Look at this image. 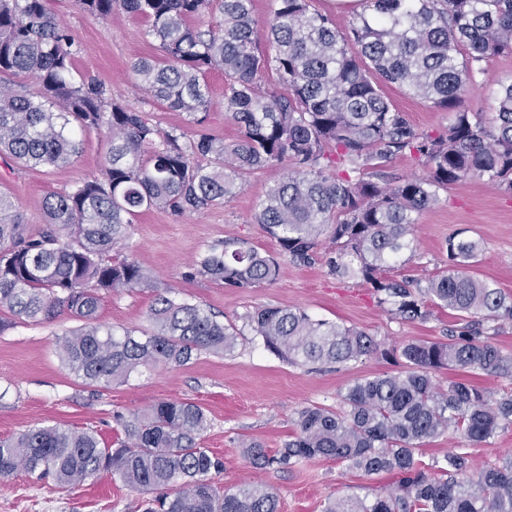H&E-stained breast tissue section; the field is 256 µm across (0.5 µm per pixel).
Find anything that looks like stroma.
<instances>
[{
  "mask_svg": "<svg viewBox=\"0 0 512 512\" xmlns=\"http://www.w3.org/2000/svg\"><path fill=\"white\" fill-rule=\"evenodd\" d=\"M52 11L71 29L78 54L76 76L90 74L108 86L114 100L141 106L144 95L130 73L131 62L158 53L148 23L122 13L102 20L82 12L76 0H50ZM461 97L463 109L491 114L503 84L512 82V56H493L483 64ZM211 106L207 133L230 141L238 127L224 112V74L206 76ZM385 93L418 129H445L452 115L407 97L389 84ZM82 150L60 168H23L0 163V186L12 195L25 224L39 229L46 222L42 200L54 192L70 191L90 177L101 175L106 140L94 132L82 134ZM287 174L273 166L248 175L243 189L224 204L178 217L165 210L139 215L128 228L124 254L151 277V285L132 291L103 294L100 323L117 330H151L150 305L157 291L211 311L237 333L233 352L200 353L184 366L157 367L131 376L123 384L102 391L66 369L58 345L76 323L68 315L35 324L23 320L0 333V438L45 425L89 428L105 443L121 438L118 416L141 411L162 400H189L204 408L210 427L201 444L224 463L215 482L221 490L253 478L278 496L280 512H322L327 498L338 495L375 496L393 485L392 475L367 477L336 462L314 459L293 469L257 471L241 453V445L255 441L275 450L294 432L295 412L308 405L339 408L341 396L354 380L396 371L381 354L358 363L312 371L290 365L267 351L254 336L247 317L263 308L288 307L312 318L357 327L389 348L408 339L444 341L456 324L451 311L431 308L423 322L393 318L380 307L372 288L358 279H340L328 272L323 256L332 249L323 242L315 265L303 267L280 255L278 243L255 224L254 213L267 190ZM480 239L482 252L473 272L512 294V196L479 180H467L442 192L439 203L421 212L414 228L417 252L407 264L390 269L392 277L425 279L448 265L445 243L461 229ZM225 239H243L279 259L274 282L247 290L225 287L194 274L193 264L209 247ZM460 448L468 452L475 470L512 456V428L483 443L464 440L455 432L427 443L424 457ZM142 497L109 475L86 480L69 489L39 481L25 472L0 483V512H136Z\"/></svg>",
  "mask_w": 512,
  "mask_h": 512,
  "instance_id": "stroma-1",
  "label": "stroma"
}]
</instances>
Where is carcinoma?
Returning <instances> with one entry per match:
<instances>
[{"label": "carcinoma", "mask_w": 512, "mask_h": 512, "mask_svg": "<svg viewBox=\"0 0 512 512\" xmlns=\"http://www.w3.org/2000/svg\"><path fill=\"white\" fill-rule=\"evenodd\" d=\"M107 19L116 10L146 19L161 57L130 65L147 102L205 123L206 75L224 72V112L238 135L200 133L187 144L150 112L122 104L94 78L71 79L76 51L47 0H0V159L59 168L80 153L76 131L108 144L103 178L45 197L47 224L34 234L13 198L0 190V333L16 319L49 322L66 313L80 325L59 347L62 364L108 390L143 368L183 366L204 351L224 354L237 335L199 306L155 295L152 329L117 332L98 321L100 292L149 285L120 254L129 224L144 211L183 215L222 204L243 177L286 164L255 212L290 261H314L320 238L335 245L330 274L371 286L397 319L424 321L429 307L455 312L462 326L448 341L408 340L380 349L363 329L313 320L297 308H264L248 317L266 350L294 365L348 364L375 352L399 366L349 385L341 407L296 412V431L270 453L251 443L255 470H288L334 460L363 475L396 478L385 495L342 496L323 512H512V458L479 472L450 450L422 459L421 447L453 430L482 443L512 427V393L495 398L467 380L434 379L441 369L512 377V357L488 340L512 322V295L467 273L481 251L463 232L448 238L452 269L425 283L385 271L413 256L416 217L440 192L477 179L512 194V82L486 117L460 108L466 85L490 55H512V0H361L342 28L312 0H270L258 30L252 0H77ZM208 29L195 26L214 12ZM275 73L277 90L264 88ZM395 84L452 113L448 127L415 128L383 92ZM419 175L387 181L394 157ZM196 273L230 288L271 283L277 259L246 240H226L194 264ZM123 438L102 444L96 431L58 425L0 439V481L24 471L67 488L109 473L145 496L143 512H279L268 486L243 482L220 490L212 475L223 461L200 446L208 427L194 402L164 400L120 417Z\"/></svg>", "instance_id": "cac0c4a2"}]
</instances>
